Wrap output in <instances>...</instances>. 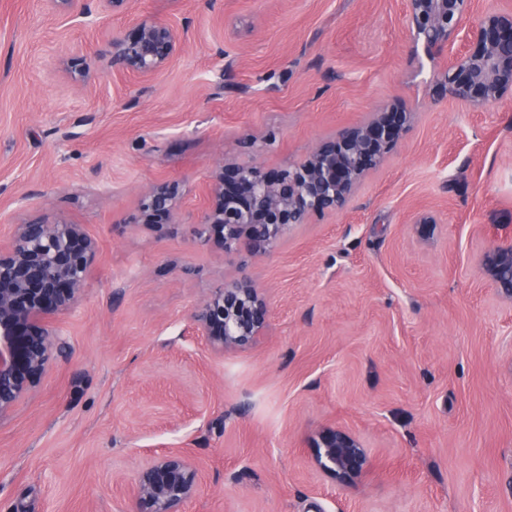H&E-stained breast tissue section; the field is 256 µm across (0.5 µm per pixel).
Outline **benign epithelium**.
<instances>
[{
  "label": "benign epithelium",
  "instance_id": "benign-epithelium-1",
  "mask_svg": "<svg viewBox=\"0 0 512 512\" xmlns=\"http://www.w3.org/2000/svg\"><path fill=\"white\" fill-rule=\"evenodd\" d=\"M99 14L128 12L132 0H97ZM475 0H406L416 45L429 59L444 57L433 94L462 104L493 107L512 95V9L478 18ZM184 32L164 22L142 21L108 40L112 69L149 77L178 54ZM72 80L91 78L79 57L67 62ZM413 113L378 107L356 126L322 138L300 163L274 169L221 160L212 168L210 204L195 229L228 256L270 254L294 227L342 210L361 180L398 146ZM179 184L164 182L139 196L134 221L161 228L176 223ZM94 244L79 224L42 220L17 225L0 247V422L40 386L61 350L51 319L69 310L87 286ZM484 278L512 300V242L479 258ZM270 305L252 280L242 278L212 292L194 311L197 335L216 354L250 346L266 328ZM313 466L337 483L355 481L370 458L358 437L341 426L322 429L313 441ZM202 485V475L181 452H167L138 470L131 496L135 512H182Z\"/></svg>",
  "mask_w": 512,
  "mask_h": 512
}]
</instances>
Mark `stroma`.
<instances>
[{
  "instance_id": "1",
  "label": "stroma",
  "mask_w": 512,
  "mask_h": 512,
  "mask_svg": "<svg viewBox=\"0 0 512 512\" xmlns=\"http://www.w3.org/2000/svg\"><path fill=\"white\" fill-rule=\"evenodd\" d=\"M139 19L186 27L181 53L113 73L97 32ZM443 65L415 50L404 0H136L103 20L0 0V243L45 216L96 243L53 320L61 353L0 422V512H133L126 484L169 451L204 475L184 512H512V301L478 266L512 238V98L433 96ZM390 103L413 124L342 211L264 257L196 241L217 161H302ZM163 181L182 185L178 223H129ZM242 276L269 325L219 356L191 315ZM335 425L371 460L347 485L311 465Z\"/></svg>"
}]
</instances>
